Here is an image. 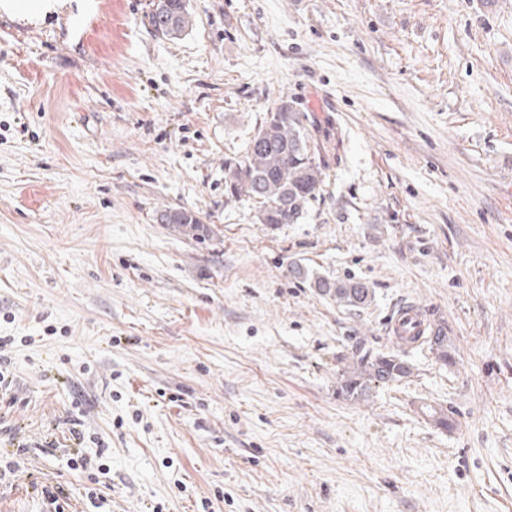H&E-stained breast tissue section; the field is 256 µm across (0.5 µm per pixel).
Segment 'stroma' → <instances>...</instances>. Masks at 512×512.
Returning <instances> with one entry per match:
<instances>
[{"label":"stroma","instance_id":"35a3bbf8","mask_svg":"<svg viewBox=\"0 0 512 512\" xmlns=\"http://www.w3.org/2000/svg\"><path fill=\"white\" fill-rule=\"evenodd\" d=\"M151 2L0 12V512H512V0H190L178 40ZM284 100L326 178L271 226L224 171ZM404 302L454 363L342 397ZM162 222L172 224L175 230L187 237L197 238L204 236L208 230L202 224L201 220L193 213L185 209H175L166 211L162 215ZM313 287L318 293L329 296L344 306L363 308L373 301V292L361 281L337 282L324 277L313 278Z\"/></svg>","mask_w":512,"mask_h":512}]
</instances>
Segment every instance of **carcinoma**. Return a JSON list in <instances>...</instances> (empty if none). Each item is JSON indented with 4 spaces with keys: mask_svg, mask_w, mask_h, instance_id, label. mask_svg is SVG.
Wrapping results in <instances>:
<instances>
[{
    "mask_svg": "<svg viewBox=\"0 0 512 512\" xmlns=\"http://www.w3.org/2000/svg\"><path fill=\"white\" fill-rule=\"evenodd\" d=\"M188 0H154L150 23L161 37L173 39L192 26ZM307 115L283 101L267 114L248 144L239 169L225 173L227 191L259 203L263 224H296L309 204L319 197L324 184L323 166L311 148L306 133ZM162 221L187 237L196 238L206 228L201 220L185 209L169 210ZM318 293L348 307L363 308L373 301V292L361 281L337 282L324 277L313 279ZM430 352L441 354L453 363L444 327L428 342ZM412 374L404 356L394 352L366 351L344 366L338 378V392L351 401L366 399L374 385L400 382Z\"/></svg>",
    "mask_w": 512,
    "mask_h": 512,
    "instance_id": "obj_1",
    "label": "carcinoma"
}]
</instances>
